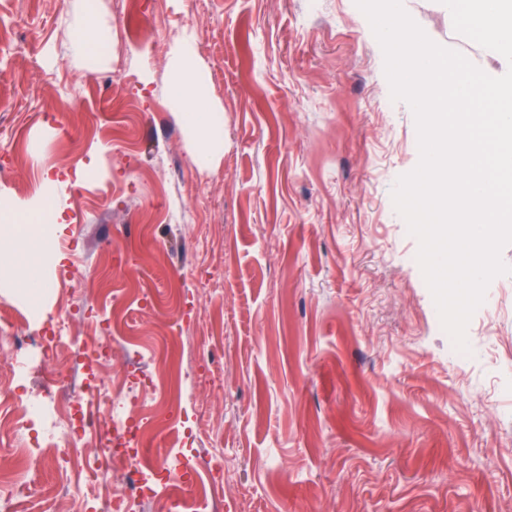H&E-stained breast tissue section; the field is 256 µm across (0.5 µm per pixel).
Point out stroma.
Segmentation results:
<instances>
[{
    "mask_svg": "<svg viewBox=\"0 0 512 512\" xmlns=\"http://www.w3.org/2000/svg\"><path fill=\"white\" fill-rule=\"evenodd\" d=\"M408 8L505 73L441 0ZM90 14L112 33L97 57L71 42ZM186 44L224 117L213 154L169 97ZM418 160L355 0H0V200L59 175L54 263L86 288L0 285L31 341L16 384L37 395L49 320L82 343L106 321L111 361L70 382H174L181 418L144 445L191 428L181 453L221 463L220 512H512V275L455 350L391 197ZM16 469L56 507L53 456Z\"/></svg>",
    "mask_w": 512,
    "mask_h": 512,
    "instance_id": "1",
    "label": "stroma"
}]
</instances>
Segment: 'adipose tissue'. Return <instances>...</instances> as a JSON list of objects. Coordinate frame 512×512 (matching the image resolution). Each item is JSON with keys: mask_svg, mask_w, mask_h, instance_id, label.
Wrapping results in <instances>:
<instances>
[{"mask_svg": "<svg viewBox=\"0 0 512 512\" xmlns=\"http://www.w3.org/2000/svg\"><path fill=\"white\" fill-rule=\"evenodd\" d=\"M193 59L191 48H181L170 80L169 93L182 106L184 120L195 132L201 151L212 153L223 144V115L209 108L192 68ZM63 211V204L53 194L43 195L34 207L18 203L10 209H1L0 239L22 244L36 231L43 237H51L64 222Z\"/></svg>", "mask_w": 512, "mask_h": 512, "instance_id": "adipose-tissue-1", "label": "adipose tissue"}]
</instances>
